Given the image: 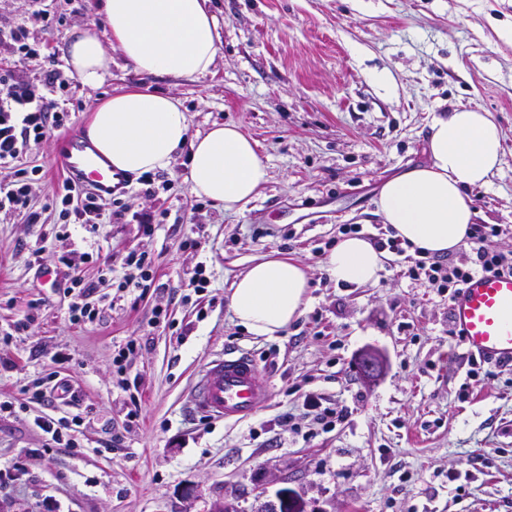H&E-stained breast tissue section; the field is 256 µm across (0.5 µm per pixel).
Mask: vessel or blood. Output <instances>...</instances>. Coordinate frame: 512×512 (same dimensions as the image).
<instances>
[{
	"label": "vessel or blood",
	"mask_w": 512,
	"mask_h": 512,
	"mask_svg": "<svg viewBox=\"0 0 512 512\" xmlns=\"http://www.w3.org/2000/svg\"><path fill=\"white\" fill-rule=\"evenodd\" d=\"M59 165L73 185L100 201L112 199L126 187V174L112 169L76 133L67 136ZM448 318L467 356L495 366L512 365V272L493 269L472 274L451 297ZM266 397L252 356L228 352L199 372L190 409L204 417L241 421Z\"/></svg>",
	"instance_id": "obj_1"
}]
</instances>
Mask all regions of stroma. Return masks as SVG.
Segmentation results:
<instances>
[{
	"instance_id": "35a3bbf8",
	"label": "stroma",
	"mask_w": 512,
	"mask_h": 512,
	"mask_svg": "<svg viewBox=\"0 0 512 512\" xmlns=\"http://www.w3.org/2000/svg\"><path fill=\"white\" fill-rule=\"evenodd\" d=\"M218 22L212 74L147 77L120 52L91 86L65 63L82 30L109 31L98 0H0V29L22 24L44 45L0 70L61 73L49 96L64 128L31 144L28 213L0 211V512H210L235 493L256 512L261 490L287 487L310 512H512V366L475 380L448 334V299L387 261L376 284L337 285L325 260L344 224L376 233L383 182L428 163L435 116L491 113L503 158L488 185L468 188L479 224L512 225V0H208ZM54 18L44 30L42 14ZM150 87L180 100L191 133L233 123L255 140L270 179L235 213L193 195L189 152L153 174L158 197L131 181L127 217L64 224L54 158L65 128H86L112 93ZM154 217L152 231L132 213ZM40 250L43 269L27 264ZM154 262L147 294L120 289L130 253ZM301 262L311 303L287 330L255 336L226 294L252 259ZM94 283V322L72 323L66 272ZM203 271L207 284L195 291ZM378 350L385 369L364 382L357 360ZM227 350L249 353L270 397L249 420L198 416L188 406L200 369ZM77 403L31 400L55 354ZM342 413L310 421L305 397ZM137 409L136 421L127 413ZM81 416L73 444L45 447L36 417Z\"/></svg>"
}]
</instances>
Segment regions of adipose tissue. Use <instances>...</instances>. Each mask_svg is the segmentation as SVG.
I'll return each mask as SVG.
<instances>
[{
  "label": "adipose tissue",
  "mask_w": 512,
  "mask_h": 512,
  "mask_svg": "<svg viewBox=\"0 0 512 512\" xmlns=\"http://www.w3.org/2000/svg\"><path fill=\"white\" fill-rule=\"evenodd\" d=\"M207 2L101 0L109 42L83 31L71 43L66 62L89 85L109 69L113 46L144 75L210 74L219 33ZM87 135L114 169L137 176L169 169L176 150L189 146L192 194L228 212L238 211L269 180L256 141L237 125L216 123L191 136L180 103L147 88L115 93L95 106ZM429 152L427 165L382 185L377 206L397 237L424 253L442 255L465 239L476 215L467 188L489 184L502 163L501 131L489 113L457 109L434 118ZM385 260L366 239L346 236L328 255L326 267L336 284L359 287L378 281ZM308 288L300 262L264 256L236 278L227 304L247 332L272 337L302 315L310 302Z\"/></svg>",
  "instance_id": "adipose-tissue-1"
}]
</instances>
